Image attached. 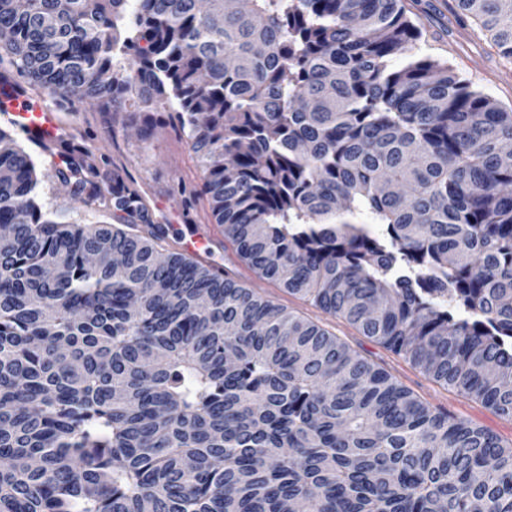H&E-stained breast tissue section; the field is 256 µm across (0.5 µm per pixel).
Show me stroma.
Here are the masks:
<instances>
[{
    "instance_id": "stroma-1",
    "label": "stroma",
    "mask_w": 512,
    "mask_h": 512,
    "mask_svg": "<svg viewBox=\"0 0 512 512\" xmlns=\"http://www.w3.org/2000/svg\"><path fill=\"white\" fill-rule=\"evenodd\" d=\"M455 0H408L412 20L423 36L415 52L448 62L472 87L503 107L512 106V64L499 58L486 36L472 21L451 24ZM63 127L52 153L34 144L27 151L37 163L40 203L49 208L69 210L82 223L111 220L107 204L116 191L139 198V205L151 223L161 225L165 235L159 243L162 253L182 252L195 234L208 235L209 252L201 263L213 272L227 275L252 288L274 304L315 322L347 343L369 362L384 369L403 387L433 409L461 418L512 442V419L497 414L480 400L444 388L402 356L364 336L341 316L325 313L308 298L289 294L272 280L260 278L224 237L201 195L203 170L179 128L166 123L155 126L150 135L140 132L139 102L128 98L124 111L115 112L104 102L74 99L54 107ZM69 158L81 170L82 193L56 176L57 158ZM93 197L99 209H87L83 201Z\"/></svg>"
}]
</instances>
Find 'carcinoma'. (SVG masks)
I'll return each instance as SVG.
<instances>
[{
  "label": "carcinoma",
  "mask_w": 512,
  "mask_h": 512,
  "mask_svg": "<svg viewBox=\"0 0 512 512\" xmlns=\"http://www.w3.org/2000/svg\"><path fill=\"white\" fill-rule=\"evenodd\" d=\"M207 2L0 0V64L174 115L259 277L512 418V109L414 53L405 0ZM457 7L512 63V0ZM38 183L0 128V512H512V442Z\"/></svg>",
  "instance_id": "carcinoma-1"
}]
</instances>
